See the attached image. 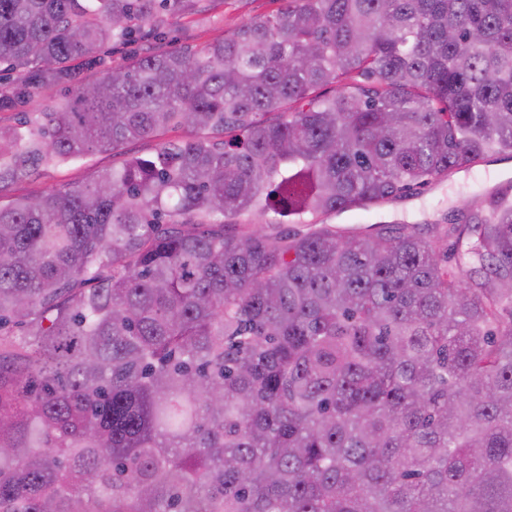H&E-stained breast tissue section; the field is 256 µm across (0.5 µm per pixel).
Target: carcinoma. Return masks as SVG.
<instances>
[{
	"label": "carcinoma",
	"mask_w": 512,
	"mask_h": 512,
	"mask_svg": "<svg viewBox=\"0 0 512 512\" xmlns=\"http://www.w3.org/2000/svg\"><path fill=\"white\" fill-rule=\"evenodd\" d=\"M199 2L0 0V190L159 140L0 206V512H512V188L329 222L512 154V0ZM195 13L169 17L176 44L171 49L199 47L234 34L242 25L276 13L279 0H202ZM115 160L112 151H106L88 154L68 164H42L29 177L3 189L0 205L7 206L16 197L87 184L97 171L112 167Z\"/></svg>",
	"instance_id": "carcinoma-1"
}]
</instances>
